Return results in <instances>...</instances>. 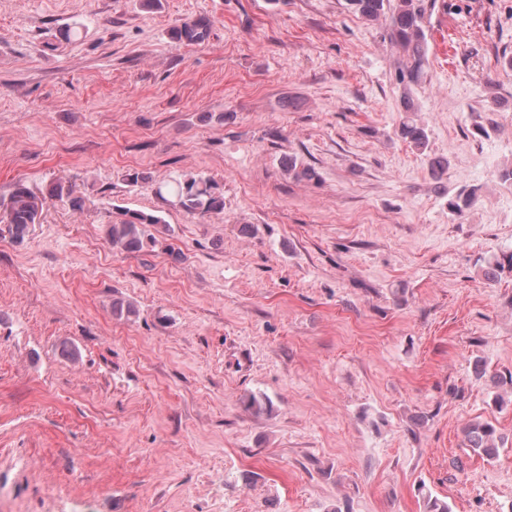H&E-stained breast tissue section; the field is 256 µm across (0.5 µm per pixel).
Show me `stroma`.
<instances>
[{
  "label": "stroma",
  "instance_id": "stroma-1",
  "mask_svg": "<svg viewBox=\"0 0 512 512\" xmlns=\"http://www.w3.org/2000/svg\"><path fill=\"white\" fill-rule=\"evenodd\" d=\"M423 5L408 82L348 0H0V196L84 198L0 236V512H512V0ZM186 174L223 212L164 206ZM75 186L69 181L57 180L54 182L47 196L68 203L73 210H80L83 206V198L76 195ZM118 222L106 225L105 234L113 248L126 252H137L150 245L156 247L160 241L148 233V227L163 224L164 219L156 213L126 210ZM464 436L468 446L486 459H494L498 455L501 437L495 428L488 423H471L464 427Z\"/></svg>",
  "mask_w": 512,
  "mask_h": 512
}]
</instances>
